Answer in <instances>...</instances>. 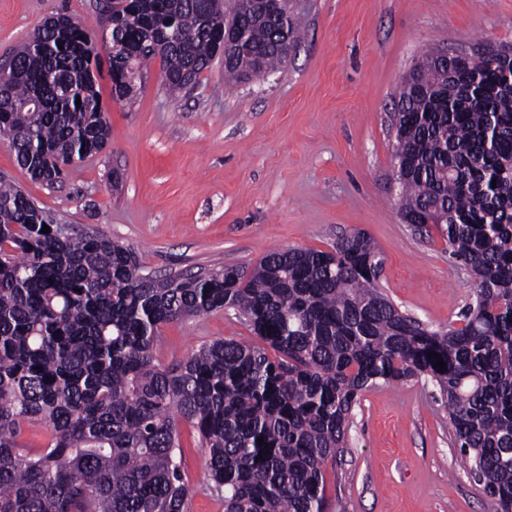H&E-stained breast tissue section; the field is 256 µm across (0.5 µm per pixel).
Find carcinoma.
I'll return each instance as SVG.
<instances>
[{
	"instance_id": "carcinoma-1",
	"label": "carcinoma",
	"mask_w": 512,
	"mask_h": 512,
	"mask_svg": "<svg viewBox=\"0 0 512 512\" xmlns=\"http://www.w3.org/2000/svg\"><path fill=\"white\" fill-rule=\"evenodd\" d=\"M246 4L230 6L253 48L224 63L234 82L280 70L298 35ZM221 12L220 0H114L115 78H139L157 59L167 90L187 89L182 73L197 81L214 61L209 21ZM88 36L51 17L0 70V135L48 185L109 140ZM434 56L400 89L392 126L406 150L394 168L401 211L438 221L425 232L441 234L474 288L460 327L432 330L396 308L361 233L331 252L273 249L249 273L157 278L130 246L57 224L0 182V512H186L182 422L205 448L224 512H329L326 468L359 396L419 377L445 399L455 445L496 512H512V57L476 67L446 97L448 69ZM221 310L264 345L214 340L162 362L164 326ZM35 423L48 434L38 448L24 440Z\"/></svg>"
}]
</instances>
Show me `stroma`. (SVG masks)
<instances>
[{
    "label": "stroma",
    "instance_id": "1",
    "mask_svg": "<svg viewBox=\"0 0 512 512\" xmlns=\"http://www.w3.org/2000/svg\"><path fill=\"white\" fill-rule=\"evenodd\" d=\"M111 8L112 0H0V65L58 13L101 37ZM294 19L300 40L273 76L228 84L217 60L175 99L155 61L133 99L115 100L100 54L106 148L50 187L0 138V178L58 223L130 245L159 277L250 268L275 248L327 251L362 232L382 258L379 285L396 306L433 329L458 324L473 290L439 233L420 236L400 218L387 115L426 51L512 45V0H295ZM163 334L166 363L216 339L258 341L230 311ZM179 432L187 512H224L206 489L198 436L184 424ZM334 466L330 512H492L425 378L363 391Z\"/></svg>",
    "mask_w": 512,
    "mask_h": 512
}]
</instances>
